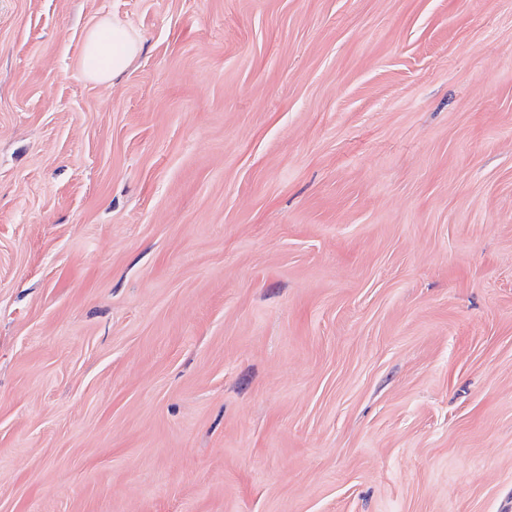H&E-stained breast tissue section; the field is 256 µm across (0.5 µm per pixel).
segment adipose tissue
I'll use <instances>...</instances> for the list:
<instances>
[{"instance_id":"adipose-tissue-1","label":"adipose tissue","mask_w":512,"mask_h":512,"mask_svg":"<svg viewBox=\"0 0 512 512\" xmlns=\"http://www.w3.org/2000/svg\"><path fill=\"white\" fill-rule=\"evenodd\" d=\"M137 32L116 17H101L86 32L80 64L86 78L108 83L119 78L138 56Z\"/></svg>"}]
</instances>
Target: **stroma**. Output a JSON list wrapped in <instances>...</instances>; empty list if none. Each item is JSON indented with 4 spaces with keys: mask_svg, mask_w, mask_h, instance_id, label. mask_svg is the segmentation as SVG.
<instances>
[{
    "mask_svg": "<svg viewBox=\"0 0 512 512\" xmlns=\"http://www.w3.org/2000/svg\"><path fill=\"white\" fill-rule=\"evenodd\" d=\"M0 512H512V0H0ZM142 41L117 17H101L86 32L80 64L86 78L109 83L119 78L138 56Z\"/></svg>",
    "mask_w": 512,
    "mask_h": 512,
    "instance_id": "1",
    "label": "stroma"
}]
</instances>
